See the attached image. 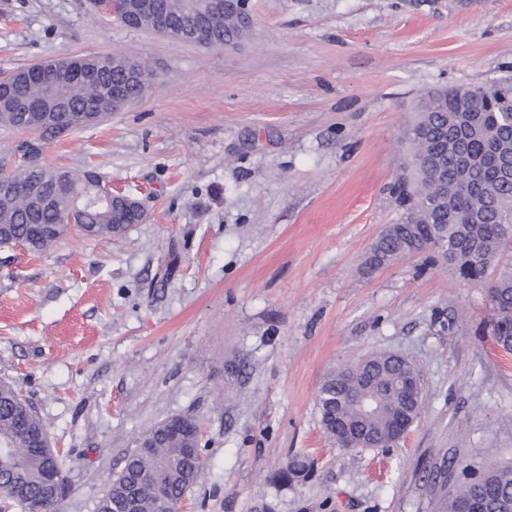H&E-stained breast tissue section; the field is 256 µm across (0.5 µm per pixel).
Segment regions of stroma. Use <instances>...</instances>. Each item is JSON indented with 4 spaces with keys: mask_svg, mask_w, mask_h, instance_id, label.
Instances as JSON below:
<instances>
[{
    "mask_svg": "<svg viewBox=\"0 0 512 512\" xmlns=\"http://www.w3.org/2000/svg\"><path fill=\"white\" fill-rule=\"evenodd\" d=\"M235 49L94 14L90 0H0V73L108 54L147 62L145 95L46 140L145 218L0 248V381L45 425L59 512H94L136 439L200 429L183 512H435L433 472L512 466V353L493 354L487 284L421 252L365 262L400 209L391 186L417 96L512 77V0H250ZM376 352L418 368L422 412L387 447L341 448L317 395ZM312 467L291 481L289 459Z\"/></svg>",
    "mask_w": 512,
    "mask_h": 512,
    "instance_id": "1",
    "label": "stroma"
}]
</instances>
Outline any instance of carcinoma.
<instances>
[{
  "instance_id": "1",
  "label": "carcinoma",
  "mask_w": 512,
  "mask_h": 512,
  "mask_svg": "<svg viewBox=\"0 0 512 512\" xmlns=\"http://www.w3.org/2000/svg\"><path fill=\"white\" fill-rule=\"evenodd\" d=\"M159 13L175 25H188L205 11L207 0H155ZM234 4L214 19V36L220 43L236 45L247 33L233 13ZM81 61L95 71H49L38 80L22 78L39 65L19 72L8 84L9 93L30 103L21 112L0 107V126L31 130L41 124V109L49 104L63 112H80L89 104L105 105L117 89L140 97L153 72L131 58L83 56ZM512 79L484 86L440 87L423 95L416 105V118L405 132L411 145L410 171L400 174L394 192L402 215L371 248L370 267H381L412 253L429 249L434 257L453 268L458 278L480 283L489 268L497 265L512 246V180L498 174L501 154L512 152ZM465 108L476 111L488 133L497 140L498 153L480 137L468 138L463 149L476 160L471 174L458 173L455 147L445 132ZM18 191L0 196V247L21 240L33 253H42L68 233L61 227L53 233H38L35 224H54L58 213L78 196L93 191L94 170L73 172L51 166L21 168L13 172ZM37 184L53 197L54 204L40 205L27 188ZM137 218L129 215L121 227L114 226L112 207L89 210L77 228L87 236L108 238L125 231ZM493 318L491 334L504 351H512V271L501 273L489 288ZM417 373L403 357L375 354L356 365H344L329 373L317 395L321 422L328 435L343 443L340 432L347 426L369 434L376 445L389 444L398 417L415 408L396 380ZM381 394L378 409L363 415L359 397ZM47 430L17 389L0 381V442L10 450L0 453V496L21 512H57L58 499L46 486L48 474L65 482L60 461L52 448L32 451L37 436ZM149 448H137L124 468L98 500L96 512H113V505L129 490L135 491V512H160L163 502L176 505L197 483L202 470L199 456L184 451L199 445L198 426L190 417L162 422L144 433ZM309 461L295 456L282 471L285 479L299 478ZM438 512H464L470 507L512 512V468H494L480 475L467 474L452 490L440 486Z\"/></svg>"
}]
</instances>
